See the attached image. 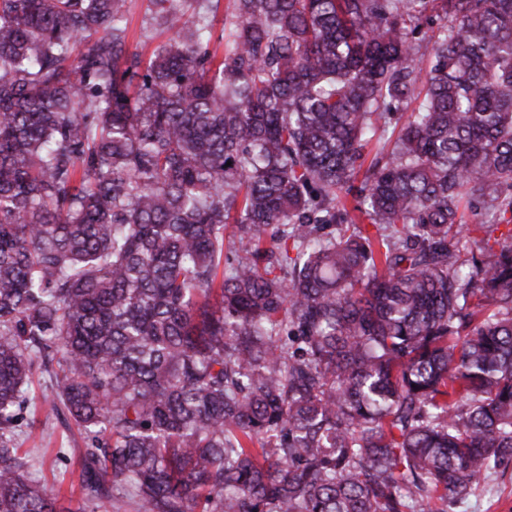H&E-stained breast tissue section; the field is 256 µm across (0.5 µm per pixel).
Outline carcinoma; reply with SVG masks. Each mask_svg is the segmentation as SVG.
Returning <instances> with one entry per match:
<instances>
[{
	"mask_svg": "<svg viewBox=\"0 0 512 512\" xmlns=\"http://www.w3.org/2000/svg\"><path fill=\"white\" fill-rule=\"evenodd\" d=\"M149 2L0 0V512L38 369L96 512H448L512 468V0ZM127 47L129 52H140L149 55L160 43L172 36L158 27L149 13L148 0H131Z\"/></svg>",
	"mask_w": 512,
	"mask_h": 512,
	"instance_id": "1",
	"label": "carcinoma"
}]
</instances>
